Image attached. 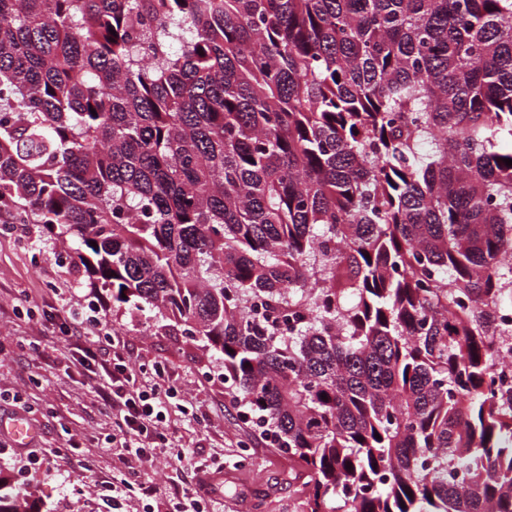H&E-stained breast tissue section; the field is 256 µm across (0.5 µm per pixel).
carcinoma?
Here are the masks:
<instances>
[{
  "instance_id": "obj_1",
  "label": "carcinoma",
  "mask_w": 512,
  "mask_h": 512,
  "mask_svg": "<svg viewBox=\"0 0 512 512\" xmlns=\"http://www.w3.org/2000/svg\"><path fill=\"white\" fill-rule=\"evenodd\" d=\"M505 158L512 0H0V216L205 337L307 512H512Z\"/></svg>"
}]
</instances>
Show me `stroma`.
I'll list each match as a JSON object with an SVG mask.
<instances>
[{"label":"stroma","instance_id":"stroma-1","mask_svg":"<svg viewBox=\"0 0 512 512\" xmlns=\"http://www.w3.org/2000/svg\"><path fill=\"white\" fill-rule=\"evenodd\" d=\"M69 239L39 224L0 223V414L33 424L45 462L0 450V479L28 498L30 512H106L95 495L124 466L109 438L112 412L101 382L72 363L73 346L47 340L44 314L70 300L100 307L107 332L122 336L135 366H166L181 389L164 428L200 457L224 465V487L209 512H299L293 462L245 420L224 387L219 353L149 310L115 305L69 260Z\"/></svg>","mask_w":512,"mask_h":512}]
</instances>
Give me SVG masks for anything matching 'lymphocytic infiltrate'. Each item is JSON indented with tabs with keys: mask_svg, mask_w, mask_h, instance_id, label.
<instances>
[{
	"mask_svg": "<svg viewBox=\"0 0 512 512\" xmlns=\"http://www.w3.org/2000/svg\"><path fill=\"white\" fill-rule=\"evenodd\" d=\"M104 320L100 313L77 319L61 318L57 327L61 342H70L76 335L86 336L87 342L80 348L79 364L98 375L107 384L101 398L112 411V441L122 448L131 460V467L119 483L101 486V495L112 512H125L129 496L154 499L156 486L140 480L141 470L150 467L159 456L173 459L177 468L193 470L197 477L194 487L183 490L181 498L191 512L210 501L221 489L224 467L199 460L196 450L175 444L168 433L161 431L160 422L171 399L177 394L173 381L163 368H155L151 385L143 386L126 355L125 343L119 337L102 335ZM112 349L109 358H101L100 344Z\"/></svg>",
	"mask_w": 512,
	"mask_h": 512,
	"instance_id": "obj_1",
	"label": "lymphocytic infiltrate"
}]
</instances>
